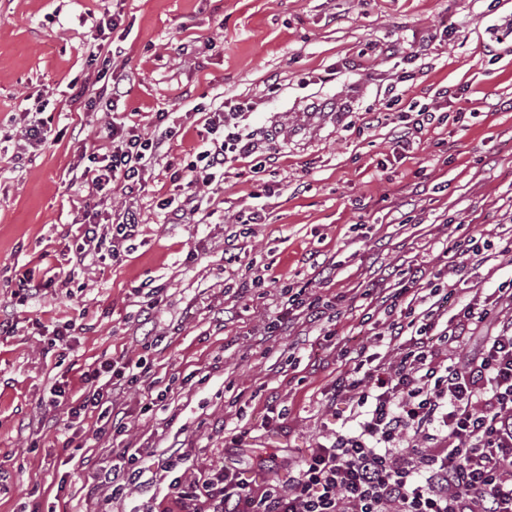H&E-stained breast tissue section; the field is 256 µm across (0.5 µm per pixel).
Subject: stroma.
<instances>
[{"label":"stroma","instance_id":"obj_1","mask_svg":"<svg viewBox=\"0 0 512 512\" xmlns=\"http://www.w3.org/2000/svg\"><path fill=\"white\" fill-rule=\"evenodd\" d=\"M115 11L110 60L89 61L92 25ZM83 87L103 97L120 88L119 111L145 133L156 113L183 119L131 196L71 185L82 149L107 146L111 120L87 111ZM442 92L448 120L398 142L395 119L415 123ZM220 95L254 103L246 123L273 193L260 223H242L257 184L235 162L208 218L170 223L159 203L202 146L204 110ZM42 100L48 143L20 161L0 151V304L18 323L0 337V512H31L35 487L44 503L67 500L127 450L180 449L183 478L194 479L239 432L241 468L263 481L261 461L274 454L271 474L287 479L289 463L335 428L326 400L347 371L342 349L395 356L364 305L401 288L411 265L442 267L445 242L512 238V0H0V139L18 136ZM126 203L141 222L135 250L17 304L18 278L56 265L80 236L79 207ZM229 238L239 261L228 270ZM264 266L278 284L225 294V278ZM510 278L512 253L468 265L449 313L476 292L512 309L497 291ZM289 283L335 300V337L299 322L264 335ZM151 291L160 303L150 311ZM68 322L64 352L51 340ZM112 358L146 370L120 400L126 429L87 419L86 462L65 467L68 414L45 408L48 389ZM149 387L169 395L146 413Z\"/></svg>","mask_w":512,"mask_h":512}]
</instances>
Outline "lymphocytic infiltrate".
I'll return each instance as SVG.
<instances>
[{
    "label": "lymphocytic infiltrate",
    "instance_id": "lymphocytic-infiltrate-1",
    "mask_svg": "<svg viewBox=\"0 0 512 512\" xmlns=\"http://www.w3.org/2000/svg\"><path fill=\"white\" fill-rule=\"evenodd\" d=\"M243 116L238 105L209 111L210 145L188 164L182 199L160 203L176 223H195L209 209L226 164L248 158L252 173L264 171L263 162L252 159L254 134L241 125ZM167 118L157 113L162 130L152 137L138 126L110 123L107 151L88 154L80 182L99 191L143 185L175 133ZM76 221L82 234L67 247L66 262L79 268L90 257L118 258L120 243L137 233L139 215L133 207L122 209L110 236L97 209L80 210ZM462 270L459 263L444 274L417 266L409 275L418 289L412 303L398 293L386 296L383 325L395 361H379L365 345L345 351L350 369L337 377L328 404L345 407L347 426L311 446L287 481L253 483L231 461L184 482L173 472L185 457L173 452L130 456L128 467L102 471L98 486L117 497L128 486L150 488L165 477L176 512H512V315H501L476 295L452 315L429 302V294L443 290L444 275ZM281 295L266 336L298 319L330 324L339 317L335 304L316 293L286 286ZM490 318L498 331L483 339L478 354L462 364L449 360L448 349L463 330ZM83 380L86 388L71 401L69 417L95 413L123 428L117 398L123 386L138 381L130 363L102 361Z\"/></svg>",
    "mask_w": 512,
    "mask_h": 512
}]
</instances>
